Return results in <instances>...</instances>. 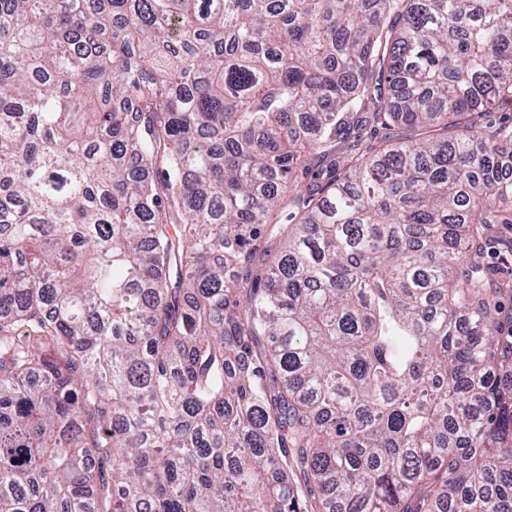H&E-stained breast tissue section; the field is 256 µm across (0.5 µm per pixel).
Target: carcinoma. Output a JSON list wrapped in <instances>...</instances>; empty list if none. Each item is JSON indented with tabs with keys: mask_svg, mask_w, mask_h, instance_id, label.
I'll return each mask as SVG.
<instances>
[{
	"mask_svg": "<svg viewBox=\"0 0 512 512\" xmlns=\"http://www.w3.org/2000/svg\"><path fill=\"white\" fill-rule=\"evenodd\" d=\"M505 110L512 0H0V512H512Z\"/></svg>",
	"mask_w": 512,
	"mask_h": 512,
	"instance_id": "carcinoma-1",
	"label": "carcinoma"
}]
</instances>
